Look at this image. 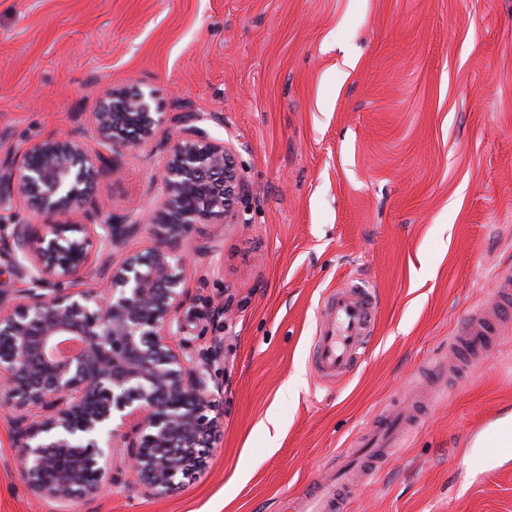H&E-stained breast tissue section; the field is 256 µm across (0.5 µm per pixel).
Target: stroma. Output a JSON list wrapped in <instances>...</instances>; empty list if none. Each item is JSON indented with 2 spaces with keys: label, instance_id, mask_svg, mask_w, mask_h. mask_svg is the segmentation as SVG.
Segmentation results:
<instances>
[{
  "label": "stroma",
  "instance_id": "35a3bbf8",
  "mask_svg": "<svg viewBox=\"0 0 512 512\" xmlns=\"http://www.w3.org/2000/svg\"><path fill=\"white\" fill-rule=\"evenodd\" d=\"M132 85L169 118L207 115L251 188L239 223L186 241L183 338L221 342L216 440L168 496L121 477L57 503L29 490L0 417V512H291L415 393L406 440L345 512H512V465L463 466L512 421V318L485 354L448 352L512 274V0H0V162L94 142L100 91ZM117 162L101 191L120 223L156 205L164 153ZM354 279L374 287V334L322 380L323 302Z\"/></svg>",
  "mask_w": 512,
  "mask_h": 512
}]
</instances>
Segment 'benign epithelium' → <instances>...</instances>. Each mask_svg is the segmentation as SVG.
<instances>
[{"label":"benign epithelium","mask_w":512,"mask_h":512,"mask_svg":"<svg viewBox=\"0 0 512 512\" xmlns=\"http://www.w3.org/2000/svg\"><path fill=\"white\" fill-rule=\"evenodd\" d=\"M151 101L139 86L101 92L91 115L98 140L112 151L155 141L165 116ZM202 121L196 112L178 118L179 129L161 143L160 200L126 224L112 223L96 193L120 166L83 142H36L0 164V204L23 199L45 218L0 235V257L24 282L15 293L0 285V405L13 416V447L38 497H98L114 479L117 448L126 449L125 470L141 492L173 493L215 435L223 386L211 367L219 346L199 362L174 344L186 298L182 245L195 224L237 223L234 203L250 187L230 145ZM142 224L158 227L157 243L113 265L112 251ZM94 262L102 285L85 287ZM70 339L82 347L58 358Z\"/></svg>","instance_id":"1"}]
</instances>
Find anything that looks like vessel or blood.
Returning <instances> with one entry per match:
<instances>
[{"label":"vessel or blood","mask_w":512,"mask_h":512,"mask_svg":"<svg viewBox=\"0 0 512 512\" xmlns=\"http://www.w3.org/2000/svg\"><path fill=\"white\" fill-rule=\"evenodd\" d=\"M377 301L369 285L349 282L331 293L326 301L327 318L321 325L312 352L314 370L322 376L339 378L350 373L360 361L373 334ZM495 325L472 316L450 340L456 348L483 350ZM400 429L392 415H385L376 430L365 434L336 465L335 478L319 483L292 501L293 512H342L363 463H377L397 447Z\"/></svg>","instance_id":"b4317fda"}]
</instances>
